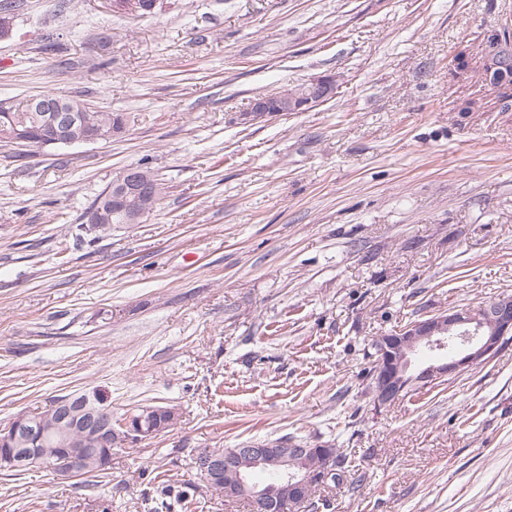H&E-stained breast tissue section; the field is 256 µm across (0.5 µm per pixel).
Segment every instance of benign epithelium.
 Masks as SVG:
<instances>
[{
  "label": "benign epithelium",
  "mask_w": 512,
  "mask_h": 512,
  "mask_svg": "<svg viewBox=\"0 0 512 512\" xmlns=\"http://www.w3.org/2000/svg\"><path fill=\"white\" fill-rule=\"evenodd\" d=\"M336 94L334 77H318L279 93L282 106L287 112H306ZM38 108L43 112V124L35 131L15 128L0 130V141L21 147L35 145L71 147L75 145L108 142L125 133L123 124L105 131L75 112L65 110L60 103L44 96L36 97ZM270 116L267 97L255 98L249 109L241 114L245 124L266 120ZM101 199L107 208L96 207L88 213V224L97 228L107 222V211L115 204L123 205L126 218L138 223L150 210L153 193L150 176L138 166H129L112 180ZM512 334V296H503L477 309L471 307L450 308L425 319L408 322L391 333L376 339L375 347L380 357V368L374 379L375 402L378 406L394 403L414 386L424 387L458 376L473 366L492 358L502 343ZM54 422L42 429L33 425L26 416H18L11 433L5 434L6 443L18 442L19 448H9V463L15 467L34 458L49 454L48 448H27L34 439L46 442L53 435L67 434L73 430L94 440L99 447H108L112 439L121 435L142 440L148 437L143 429L131 427V417L125 416L112 422V411L100 396L90 393L74 394L59 398L55 405ZM297 455L308 452L306 448H292ZM288 452V453H290ZM288 453L266 444L250 448H238L229 455L203 453L198 458L199 472L217 480L224 473L237 471L244 466L249 471L238 475V484L227 489L229 494L248 489L250 493L269 503L270 512H297L301 502L299 494L314 480L327 481L334 473L331 459L314 471L294 469ZM85 463L84 452L65 449L60 452V462L52 470L60 476H71ZM259 468H271L284 476L282 483L270 490L250 488V472Z\"/></svg>",
  "instance_id": "benign-epithelium-1"
}]
</instances>
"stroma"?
Segmentation results:
<instances>
[{"mask_svg": "<svg viewBox=\"0 0 512 512\" xmlns=\"http://www.w3.org/2000/svg\"><path fill=\"white\" fill-rule=\"evenodd\" d=\"M162 2L20 0L0 40V102L128 118L109 143H0V427L97 389L117 419L179 414L97 477L0 471V512H251L199 488L192 459L258 441L346 453L354 484L304 512H512V340L381 408L368 356L512 294V92L480 77L512 0ZM323 75L327 102L239 123ZM144 160L158 207L80 231Z\"/></svg>", "mask_w": 512, "mask_h": 512, "instance_id": "stroma-1", "label": "stroma"}]
</instances>
